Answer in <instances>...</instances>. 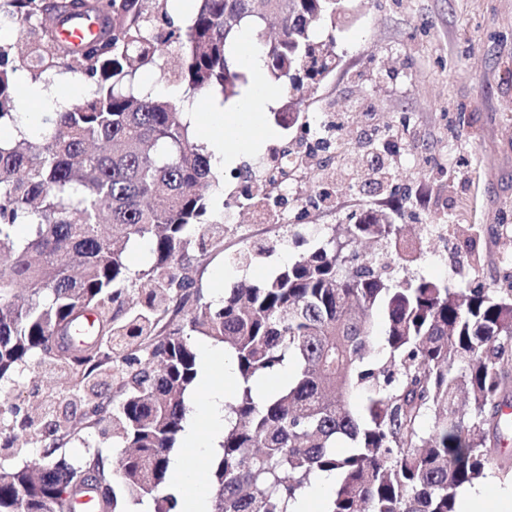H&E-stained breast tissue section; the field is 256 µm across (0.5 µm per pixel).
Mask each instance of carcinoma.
<instances>
[{
  "label": "carcinoma",
  "mask_w": 512,
  "mask_h": 512,
  "mask_svg": "<svg viewBox=\"0 0 512 512\" xmlns=\"http://www.w3.org/2000/svg\"><path fill=\"white\" fill-rule=\"evenodd\" d=\"M5 2L20 28L84 13L80 0L64 12L45 0ZM101 4L112 35L76 50L44 32L26 56L31 69L63 66L89 82L77 103L42 113L36 143L14 111L21 93L0 44V128L15 131L0 138V380L36 358L64 363L84 383L82 405L93 404L89 422L112 426L124 452L115 469L98 451L69 463L56 455L57 422L37 464L0 470V512H68L78 480L111 512L145 498L154 512H179L169 455L198 374L199 335L224 343L240 378L210 462L208 512H291L319 472L336 476L326 512H458L459 487L492 468L509 475L500 413L512 398V292L399 279L382 255L353 257V244L368 241L405 268L417 261L395 222L400 209L349 215L344 236L331 229L275 277L185 310L193 280L184 257L224 246L206 193L220 174L183 105L137 78L164 71L175 43L181 64L169 81L224 102L238 96L249 84L235 56L245 27L264 75L298 106L304 84L294 72H312L314 86L333 71L316 32L335 23L336 0H198L167 40L156 30L168 15L154 0ZM271 18L281 30L268 40ZM137 239L154 260L142 271L151 288L131 306L125 252ZM288 365L296 374L287 386L254 392L256 379ZM110 371L125 391L114 408L97 381ZM341 439L346 453L336 451Z\"/></svg>",
  "instance_id": "cac0c4a2"
}]
</instances>
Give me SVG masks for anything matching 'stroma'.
I'll use <instances>...</instances> for the list:
<instances>
[{"instance_id": "obj_1", "label": "stroma", "mask_w": 512, "mask_h": 512, "mask_svg": "<svg viewBox=\"0 0 512 512\" xmlns=\"http://www.w3.org/2000/svg\"><path fill=\"white\" fill-rule=\"evenodd\" d=\"M343 22L334 32L340 62L334 73L305 94L301 118L316 121L323 109L350 115L351 133L336 143L332 171L336 206L307 208L302 225L260 223L238 211L222 248L193 263L190 275L204 301L240 283L270 278L294 261V234L309 244L352 214L403 206L402 223L419 251L408 275L445 283L474 282L500 294L512 289V0H341ZM18 84L34 81L48 106L63 108L82 98L88 86L72 72L53 68L34 76L26 65ZM369 103L378 127L395 133L386 155L394 164L392 190L378 192L351 181L363 164L355 133ZM265 132L247 127L235 135L255 147L221 165L225 200L239 193L237 172L269 158L273 146L298 138L283 130L273 113L263 117ZM272 246L252 265L236 257L246 243ZM52 398L54 413H67L74 432L59 453L74 463L101 451L109 460L122 452L87 426L75 402V381L48 366L25 367L0 382V427L11 426L15 410H26L33 394Z\"/></svg>"}]
</instances>
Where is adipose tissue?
Here are the masks:
<instances>
[{
	"instance_id": "obj_1",
	"label": "adipose tissue",
	"mask_w": 512,
	"mask_h": 512,
	"mask_svg": "<svg viewBox=\"0 0 512 512\" xmlns=\"http://www.w3.org/2000/svg\"><path fill=\"white\" fill-rule=\"evenodd\" d=\"M203 372L199 384L204 396L200 418L189 419L183 435L185 448H192L215 455L218 442L224 433V404L239 388L240 379L231 361H220L211 348L201 352ZM172 474L186 487L183 512H205L208 497L204 486L195 474L194 462L183 451L176 452L170 462ZM461 512H512V496L502 497L494 480L475 486H465L457 491Z\"/></svg>"
}]
</instances>
